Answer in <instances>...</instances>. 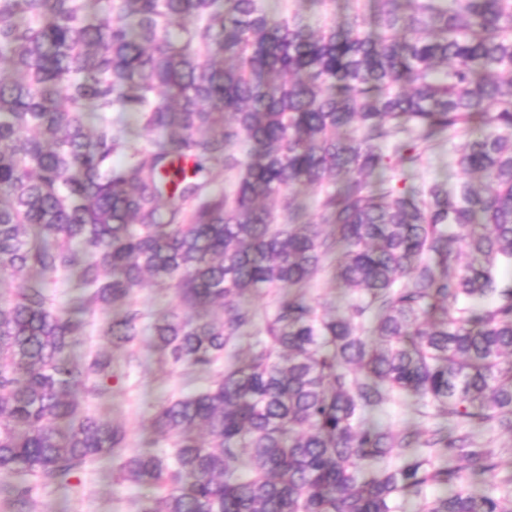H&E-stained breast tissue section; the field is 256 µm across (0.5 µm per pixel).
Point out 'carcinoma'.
<instances>
[{
    "label": "carcinoma",
    "mask_w": 512,
    "mask_h": 512,
    "mask_svg": "<svg viewBox=\"0 0 512 512\" xmlns=\"http://www.w3.org/2000/svg\"><path fill=\"white\" fill-rule=\"evenodd\" d=\"M0 63V282L23 276L0 299V477L21 480L0 494L18 512L27 478L102 459L151 489L138 512H512L467 430L512 431V0H370L323 26L260 0H0ZM138 125L160 139L132 152ZM444 137L467 178L414 184ZM327 267L356 294L337 315L306 295ZM147 277L180 305L152 319L159 360L224 363L160 408L154 452L86 407L111 355L73 353L90 326L134 353ZM51 281L81 289L72 307ZM272 288L244 352L242 302ZM409 400L453 427L375 420Z\"/></svg>",
    "instance_id": "carcinoma-1"
}]
</instances>
